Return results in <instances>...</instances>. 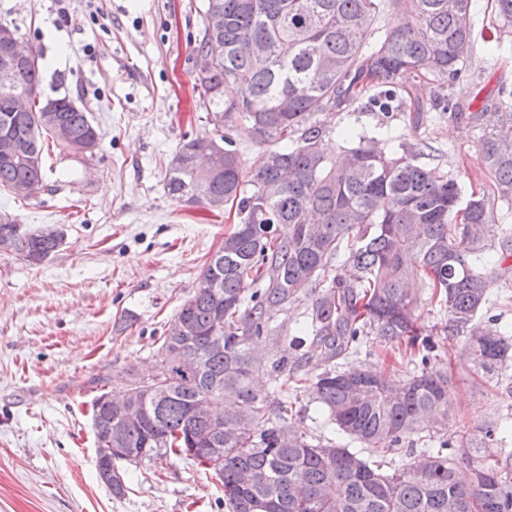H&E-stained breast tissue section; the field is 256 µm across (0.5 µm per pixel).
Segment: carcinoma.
Segmentation results:
<instances>
[{
    "mask_svg": "<svg viewBox=\"0 0 512 512\" xmlns=\"http://www.w3.org/2000/svg\"><path fill=\"white\" fill-rule=\"evenodd\" d=\"M219 10L224 28H204L194 51L212 42L223 50L198 84L203 107L224 124L250 123L260 142L276 143L252 171H243L229 138L195 137L172 156L165 177L169 196L212 207L222 197L239 222L205 263L194 294L174 320L190 331L164 330L155 350L156 371L147 380L133 370L125 385L129 415L109 424L100 390L92 400L94 445L108 438L142 452L127 458L179 456L216 476L224 512H512V467L491 463L482 444L512 428L494 422L442 439L407 465L386 457L431 420L448 419L450 381L435 369L437 344L415 311L420 280L447 315L448 339L464 347L483 377L512 361V338L498 319L476 324L493 276L485 233L488 200L462 197L454 177L436 176L420 159L428 144L344 130L341 158L321 144L312 122L323 110L349 112L369 87L379 89L368 108L388 113L402 93L423 79L451 84L468 71L474 53V0H204ZM499 27H512V0H495ZM390 11L395 20L376 25ZM41 54L7 85L0 84V189L25 184L35 193L45 177V140L67 155L94 156L101 136L88 112L67 96L54 99L55 120L44 98L19 111L17 102L41 91ZM238 96L224 99V87ZM90 151L78 153L77 147ZM498 197L512 200V111L480 138ZM211 173L201 174V158ZM64 241L60 228L32 230L0 216V252L30 266L42 264ZM335 260L349 278L330 276ZM307 288L318 290L302 335L290 340L293 360L264 362L252 344L272 335L275 315ZM403 342L413 371L399 376L371 372L348 359L367 338ZM223 337L215 344L213 337ZM200 353L185 375L172 362L179 348ZM316 361L323 370L298 375L295 367ZM273 380L279 397L254 386ZM316 387L328 423L348 438L374 448L380 458L359 456L344 445L326 455L293 418L288 390ZM210 398L233 401L224 433L192 414ZM224 449L210 467L206 449ZM465 464L467 482L457 469Z\"/></svg>",
    "mask_w": 512,
    "mask_h": 512,
    "instance_id": "1",
    "label": "carcinoma"
}]
</instances>
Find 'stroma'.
I'll return each mask as SVG.
<instances>
[{
    "mask_svg": "<svg viewBox=\"0 0 512 512\" xmlns=\"http://www.w3.org/2000/svg\"><path fill=\"white\" fill-rule=\"evenodd\" d=\"M202 3L69 0L61 14L54 0H0V21L42 54L44 95L73 99L102 135L94 157L50 153L34 195L0 191V215L65 233L59 251L37 268L0 253V512H224L218 483L183 458L119 462L125 491L114 495L97 475L91 421V379H108L116 394L114 378L125 368L152 374L157 339L236 222L228 211L166 194L173 153L183 139L218 132L234 141L244 169L256 168L267 150L248 123L219 130L206 119L192 54L204 28ZM504 84L512 86V30L497 41L477 39L463 79L415 87L429 107L422 122L361 107L315 119L327 144L339 142L346 126L428 143L427 169L456 177L464 193H488L479 128L432 103L447 96L465 111L484 112ZM491 208L499 278L482 315L512 325V204L495 198ZM314 299L306 290L274 317L279 338L265 340L264 357L281 354ZM437 342L435 367L451 376L448 423L406 438L404 464L440 431L512 416V362L484 378L461 355L462 338ZM294 399L312 439H333L312 386Z\"/></svg>",
    "mask_w": 512,
    "mask_h": 512,
    "instance_id": "stroma-1",
    "label": "stroma"
}]
</instances>
